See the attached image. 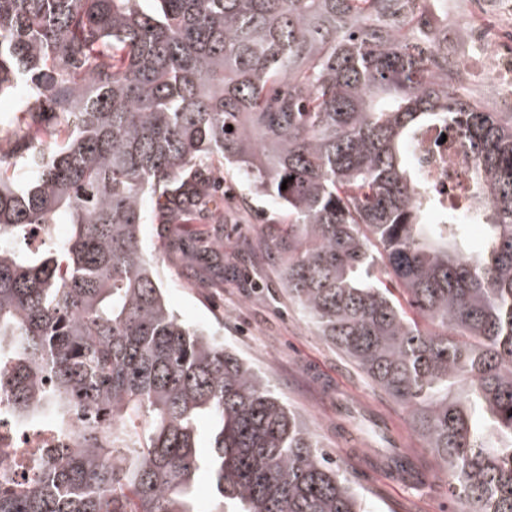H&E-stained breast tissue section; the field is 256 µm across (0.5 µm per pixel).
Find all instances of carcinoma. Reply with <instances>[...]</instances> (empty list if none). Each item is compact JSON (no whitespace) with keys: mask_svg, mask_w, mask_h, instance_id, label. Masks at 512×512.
Masks as SVG:
<instances>
[{"mask_svg":"<svg viewBox=\"0 0 512 512\" xmlns=\"http://www.w3.org/2000/svg\"><path fill=\"white\" fill-rule=\"evenodd\" d=\"M141 2L0 0V94L31 98L0 148V414L55 431L0 448V512H199L201 472L212 512H363L269 381L171 310L146 254L148 213L224 211L204 170L226 165L283 210L288 298L407 410L456 512H512V112L460 94L429 34L448 0ZM43 107L33 137L21 116ZM429 126L465 145L480 251L456 211L424 223L410 146Z\"/></svg>","mask_w":512,"mask_h":512,"instance_id":"cac0c4a2","label":"carcinoma"}]
</instances>
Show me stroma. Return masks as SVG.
I'll return each instance as SVG.
<instances>
[{"mask_svg":"<svg viewBox=\"0 0 512 512\" xmlns=\"http://www.w3.org/2000/svg\"><path fill=\"white\" fill-rule=\"evenodd\" d=\"M448 53L468 61L475 72L466 95L485 98L483 59L454 27L448 30ZM241 193L238 172L225 168L223 223L191 226L215 242L223 256L220 274L195 276L171 253L164 225L144 226V245L160 270L169 304L181 319L210 330L267 376L275 394L316 434L367 512H452L447 478L413 432L407 412L319 336L289 300L282 269L266 249L284 230L278 204L268 198L244 201ZM389 446L418 461L420 483L409 484L376 464L375 449Z\"/></svg>","mask_w":512,"mask_h":512,"instance_id":"1","label":"stroma"}]
</instances>
